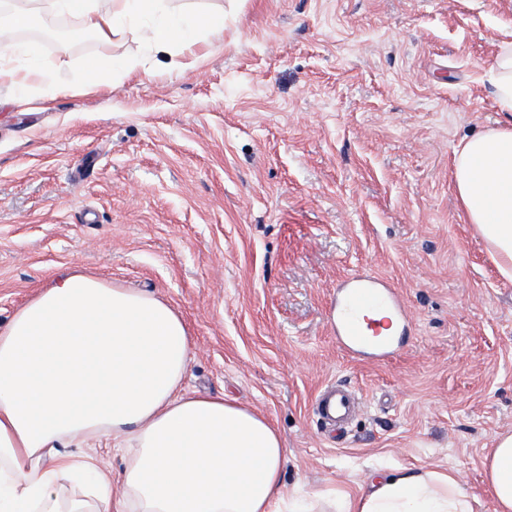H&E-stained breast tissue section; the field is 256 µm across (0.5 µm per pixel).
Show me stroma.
Returning <instances> with one entry per match:
<instances>
[{"mask_svg": "<svg viewBox=\"0 0 512 512\" xmlns=\"http://www.w3.org/2000/svg\"><path fill=\"white\" fill-rule=\"evenodd\" d=\"M172 5L223 11V32L156 55L137 31L74 20V40L29 39L65 92L22 105L0 84V327L69 271L152 292L188 322L185 389L278 429L289 494L331 512L379 471L423 467L492 512L482 460L512 433V282L452 174L455 146L503 117L490 71L512 0ZM354 273L394 283L413 317L386 361L329 326ZM336 381L363 406L331 442L312 401Z\"/></svg>", "mask_w": 512, "mask_h": 512, "instance_id": "1", "label": "stroma"}]
</instances>
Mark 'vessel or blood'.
<instances>
[{
	"mask_svg": "<svg viewBox=\"0 0 512 512\" xmlns=\"http://www.w3.org/2000/svg\"><path fill=\"white\" fill-rule=\"evenodd\" d=\"M387 311L397 327L411 326L412 319L398 288L389 281L374 275L357 273L346 279L336 291V300L330 308L329 323L336 338L346 349L358 352L368 348L379 358L393 354L396 346L392 338L380 337V325L372 330L377 340L367 341L358 314L364 310ZM360 407L359 397L353 389L336 383L328 386L316 400V410L326 423L344 426Z\"/></svg>",
	"mask_w": 512,
	"mask_h": 512,
	"instance_id": "vessel-or-blood-1",
	"label": "vessel or blood"
}]
</instances>
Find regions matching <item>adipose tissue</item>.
<instances>
[{
    "instance_id": "ef3b65f1",
    "label": "adipose tissue",
    "mask_w": 512,
    "mask_h": 512,
    "mask_svg": "<svg viewBox=\"0 0 512 512\" xmlns=\"http://www.w3.org/2000/svg\"><path fill=\"white\" fill-rule=\"evenodd\" d=\"M83 29L142 28L151 52L173 55L224 29L220 12L185 13L166 0H46ZM28 44L0 53V83L17 102L50 98L59 64L15 65ZM454 189L500 276L512 281V121L454 150ZM192 338L173 306L82 273L59 277L0 328V512H313L288 498L287 450L266 418L224 397L183 389ZM100 435L126 449L106 472L72 451ZM493 512H512V434L483 459ZM73 481L70 496L58 485ZM450 474L377 473L337 512H473Z\"/></svg>"
}]
</instances>
